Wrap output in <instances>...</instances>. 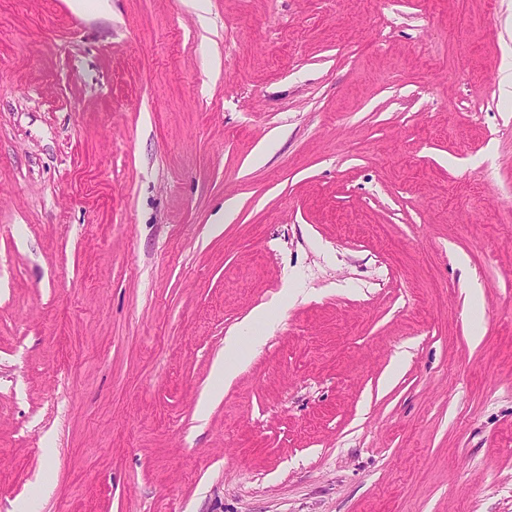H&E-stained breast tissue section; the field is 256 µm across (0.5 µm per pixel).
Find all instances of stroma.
Returning a JSON list of instances; mask_svg holds the SVG:
<instances>
[{
  "label": "stroma",
  "mask_w": 512,
  "mask_h": 512,
  "mask_svg": "<svg viewBox=\"0 0 512 512\" xmlns=\"http://www.w3.org/2000/svg\"><path fill=\"white\" fill-rule=\"evenodd\" d=\"M508 50L512 0H0V512H512ZM241 341L237 336H227L224 339V358L216 360L213 365L212 375L219 382L220 386L211 388L209 393L203 397L200 404V411L207 410L211 401L218 399L223 394L222 385L230 383L238 374L243 358L240 354Z\"/></svg>",
  "instance_id": "stroma-1"
}]
</instances>
